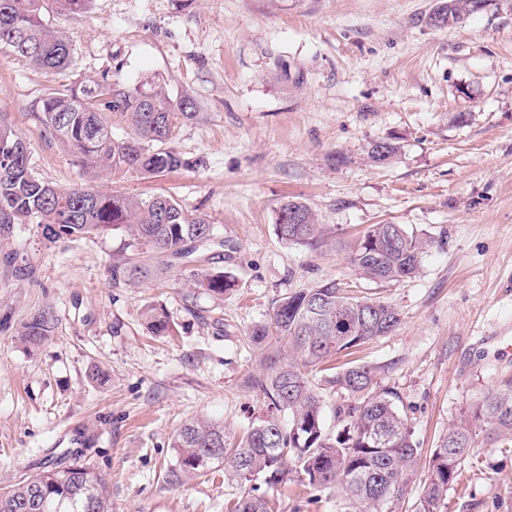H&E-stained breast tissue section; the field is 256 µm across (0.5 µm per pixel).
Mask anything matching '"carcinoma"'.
Segmentation results:
<instances>
[{
    "label": "carcinoma",
    "mask_w": 512,
    "mask_h": 512,
    "mask_svg": "<svg viewBox=\"0 0 512 512\" xmlns=\"http://www.w3.org/2000/svg\"><path fill=\"white\" fill-rule=\"evenodd\" d=\"M46 0H0V53L7 52L53 73L73 59L69 38L51 30L44 20ZM92 0H52L58 14L88 10ZM484 0H441L434 17L451 26L481 9ZM46 133L67 146L78 165L102 170L135 169L156 175L189 166L171 149H152L172 135L180 119L197 116L190 96L174 103L156 88L128 86L104 77L48 92L39 101ZM124 119L132 135L112 134L108 115ZM0 224H39L44 239L104 236L120 231L133 254H122L110 269L112 287L137 285L177 266L188 272L194 288L222 296L235 287L230 271L211 265L205 252L217 239L209 220L186 212L165 195L140 200L81 187L57 188L33 171L25 140L0 117ZM275 231L291 245L318 247L330 243L331 228L318 222L299 197H286L276 212ZM429 242L401 224H371L350 256L357 278L388 283L419 270ZM146 329L155 336L171 331L162 308L144 312ZM50 309L34 314L21 336L42 344L55 330ZM402 323L393 306L330 281L289 293L277 301L271 323L250 331L251 343L269 350L275 340H288V354L266 356V372L250 376L252 387L267 400V413L242 436L231 439L224 425L206 419L184 424L173 447L177 468L169 478L204 476L221 467L224 478L246 485L258 479L270 487L298 480L342 493L345 512H447L448 490L462 465L475 458L473 425L489 427L491 439L512 447V374L475 395L459 421L440 436L426 456L419 491L413 477L422 455L408 417L381 389L375 368L348 363L316 380L326 363L342 351L357 349L396 331ZM334 407L341 430L330 434L324 421L326 399ZM258 487L225 502V512H275V503L257 495ZM0 512H111L105 478L82 453L41 467L18 483L0 488Z\"/></svg>",
    "instance_id": "1"
}]
</instances>
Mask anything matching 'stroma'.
Listing matches in <instances>:
<instances>
[{
    "label": "stroma",
    "instance_id": "obj_1",
    "mask_svg": "<svg viewBox=\"0 0 512 512\" xmlns=\"http://www.w3.org/2000/svg\"><path fill=\"white\" fill-rule=\"evenodd\" d=\"M439 2L93 0L84 14H45L73 44L66 72L0 55V113L41 179L171 196L234 245L214 264L236 278L221 296L172 273L116 288L108 269L123 233L52 244L39 225L0 224V488L78 449L106 477L112 512H225L241 489L222 474L167 481L173 439L192 419L239 435L265 414L247 382L263 372L247 332L284 294L324 281L400 312L393 334L332 365L377 367L423 450L476 390L512 372V0L445 27L430 21ZM104 76L196 99L198 119L178 122L167 143L189 168L82 170L45 134L37 104L50 88ZM382 139L400 150L371 163L367 147ZM287 195L334 228L335 246L277 237ZM379 223L429 240L415 276L356 279L349 256ZM151 304L171 335L146 332ZM46 308L55 331L26 345L25 323ZM477 444L448 512H512V448L484 430ZM274 496L277 512H341L333 488L289 482Z\"/></svg>",
    "mask_w": 512,
    "mask_h": 512
}]
</instances>
